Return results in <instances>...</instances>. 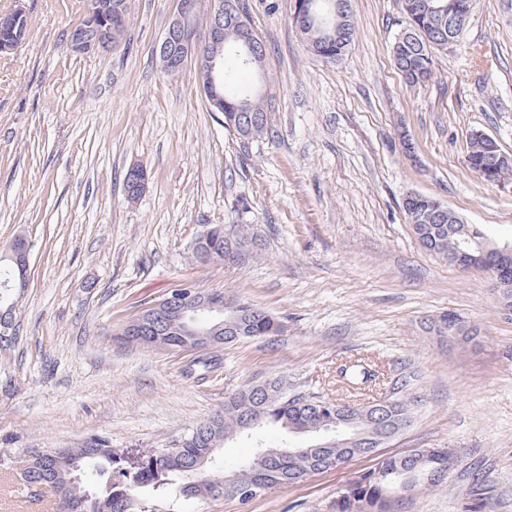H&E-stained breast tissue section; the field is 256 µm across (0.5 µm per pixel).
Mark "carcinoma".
Here are the masks:
<instances>
[{"label":"carcinoma","instance_id":"cac0c4a2","mask_svg":"<svg viewBox=\"0 0 512 512\" xmlns=\"http://www.w3.org/2000/svg\"><path fill=\"white\" fill-rule=\"evenodd\" d=\"M425 0H402L406 26L393 46V61L410 86L428 81L433 75V53L448 50V40L459 39L468 14L455 11L459 0H433L448 6L443 23H434L420 11ZM315 22L333 21V0H314ZM355 35L353 21L339 33L336 54L345 53ZM256 69L236 60V68L224 69V99L232 104L242 103L253 108L251 112H233L224 109V129L241 142L253 141L268 130L266 104L253 91H238L243 75ZM468 153L475 161L471 171L489 183L482 170L491 168L499 180L512 177V162L500 158V153L490 149L477 135L469 140ZM408 224L421 244L431 254L448 260L454 252L458 235L448 234V208L440 201L415 194L405 203ZM221 234L201 258L228 260L253 256L254 241L245 237L237 228L220 224ZM17 267L8 259L0 260V307L5 288L1 284L19 282ZM181 307L170 308L163 321L153 326L141 325L129 341L142 344L154 343V335L179 347V337L169 334L167 326L176 323ZM224 343L244 338L276 336L282 328L279 322L256 305L247 302L226 313ZM347 386L358 390L374 377L367 367H352L341 371ZM416 399L412 395L388 398L370 410H360L339 399H331L316 392H296L288 388V382L269 379L248 385L224 401V409L198 422L180 439L176 453H163L147 458L133 472L122 464L110 442L103 438H91L77 447L61 448L55 458L34 457L23 469L25 484L35 483L51 489L59 500L60 512H163L156 501L163 498L175 485L189 498H210L224 492V472L214 469L210 459L230 436L252 434L269 425H278L290 433L318 439L322 436L327 420L332 419L345 429L354 427L363 431V439L338 448H310L296 454H288L286 448H260L249 462L234 472L241 485L261 484L274 487L294 485L303 473L324 472L332 467V461L346 456L356 448L362 456H374V434L385 432L397 436L395 427L402 421L412 422V410ZM198 464L203 470V481L195 486L187 485L184 467ZM458 455L451 448H420L409 453L375 456V464L350 483L339 495L337 512H404L406 506L399 501L405 493L439 485L455 469Z\"/></svg>","mask_w":512,"mask_h":512}]
</instances>
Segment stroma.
<instances>
[{"instance_id": "obj_1", "label": "stroma", "mask_w": 512, "mask_h": 512, "mask_svg": "<svg viewBox=\"0 0 512 512\" xmlns=\"http://www.w3.org/2000/svg\"><path fill=\"white\" fill-rule=\"evenodd\" d=\"M266 46L268 132L249 144L210 111L193 70L161 72L155 48L170 0H129L122 46L73 54L67 31L88 0H0L24 8L26 40L0 54V248L31 245L18 341L0 360L14 391L0 395V512H56V496L22 485L28 448L109 439L133 467L223 408L249 383L285 376L296 391L343 389L336 370L358 358L393 396L416 394L411 426L386 451L455 448L459 462L406 512H512V315L489 274L430 255L403 202L438 199L497 246L512 244V189L468 168L471 134L512 152V8L474 0L428 82L406 85L392 63L401 0H351L352 47L328 62L307 52L294 0H243ZM147 171L138 201L123 179ZM209 224H237L260 254L204 262L192 245ZM188 284L224 289L284 325L279 335L216 351L134 346L123 327ZM454 313L478 328L471 343L440 340L431 319ZM306 445L267 427L226 440L215 462L233 473L257 444ZM371 460L280 485L248 503L186 499L164 512H332ZM486 477L473 496L472 473Z\"/></svg>"}]
</instances>
